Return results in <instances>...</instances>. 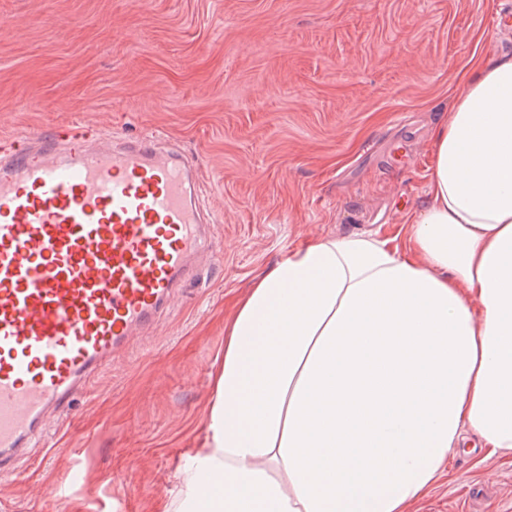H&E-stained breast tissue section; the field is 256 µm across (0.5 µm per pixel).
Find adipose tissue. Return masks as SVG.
Instances as JSON below:
<instances>
[{
	"instance_id": "adipose-tissue-1",
	"label": "adipose tissue",
	"mask_w": 512,
	"mask_h": 512,
	"mask_svg": "<svg viewBox=\"0 0 512 512\" xmlns=\"http://www.w3.org/2000/svg\"><path fill=\"white\" fill-rule=\"evenodd\" d=\"M431 146L404 237L309 241L239 300L169 512H409L469 440L512 456V55Z\"/></svg>"
}]
</instances>
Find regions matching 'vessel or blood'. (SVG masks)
Masks as SVG:
<instances>
[{
	"mask_svg": "<svg viewBox=\"0 0 512 512\" xmlns=\"http://www.w3.org/2000/svg\"><path fill=\"white\" fill-rule=\"evenodd\" d=\"M198 165L92 126L0 150V474L197 277L213 213Z\"/></svg>",
	"mask_w": 512,
	"mask_h": 512,
	"instance_id": "b4317fda",
	"label": "vessel or blood"
}]
</instances>
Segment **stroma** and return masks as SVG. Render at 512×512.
I'll return each instance as SVG.
<instances>
[{
  "label": "stroma",
  "mask_w": 512,
  "mask_h": 512,
  "mask_svg": "<svg viewBox=\"0 0 512 512\" xmlns=\"http://www.w3.org/2000/svg\"><path fill=\"white\" fill-rule=\"evenodd\" d=\"M512 0H0V144L83 124L201 167L212 258L0 480V512H167L224 329L309 239L388 236L429 199L434 128ZM411 512H512V462L457 452Z\"/></svg>",
  "instance_id": "35a3bbf8"
}]
</instances>
